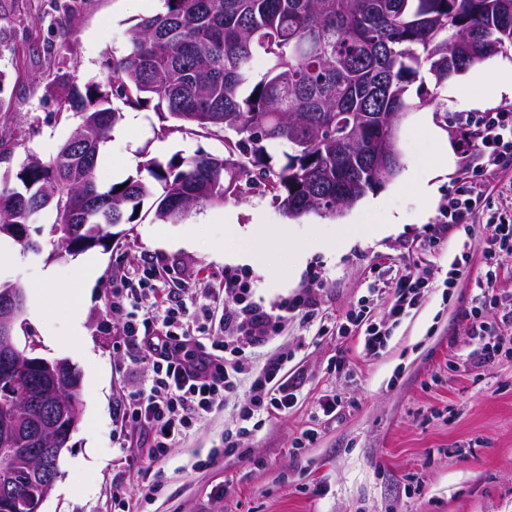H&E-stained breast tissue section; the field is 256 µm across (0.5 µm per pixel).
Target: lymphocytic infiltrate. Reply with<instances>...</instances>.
<instances>
[{"mask_svg":"<svg viewBox=\"0 0 512 512\" xmlns=\"http://www.w3.org/2000/svg\"><path fill=\"white\" fill-rule=\"evenodd\" d=\"M462 142L475 149L483 159V171H492L512 161V110L468 112L459 115ZM487 195L480 179L461 186L448 198L439 212L437 235L451 227L478 225L483 254L488 268L486 286L476 296L477 304L467 317L466 333L480 354V363L493 361L501 352L503 338L490 329L483 318L486 308H512V293L497 290V270L502 255L512 253V215H485ZM157 272L137 269L120 274L112 288L110 309L120 319L122 338L147 365V388L136 392L126 407L127 416L146 428L151 436L141 459L148 466L162 463L171 448L215 411L241 384H248L246 402L238 409L236 431L225 432L224 445L210 449L206 459L196 460V467L223 457L232 447L234 436L247 435V421L256 412L271 410L288 413L298 403L294 384L286 376L287 354H280L262 367H254L244 350L245 344L260 346L278 336L289 314L313 307L314 285H307L301 296L271 306L252 299L251 286L242 274L228 270L224 286L217 294L222 301L219 322H212L209 312L189 318L181 304L164 309L162 316L137 317L133 303L154 293ZM430 288L427 268L405 266L403 273L388 290V309L382 321L374 322L366 310L349 312L338 333L355 335L359 355L369 361L377 357L388 342L394 327L411 310L425 301Z\"/></svg>","mask_w":512,"mask_h":512,"instance_id":"f902f5d3","label":"lymphocytic infiltrate"}]
</instances>
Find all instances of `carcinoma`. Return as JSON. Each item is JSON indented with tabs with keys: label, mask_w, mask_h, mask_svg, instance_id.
Segmentation results:
<instances>
[{
	"label": "carcinoma",
	"mask_w": 512,
	"mask_h": 512,
	"mask_svg": "<svg viewBox=\"0 0 512 512\" xmlns=\"http://www.w3.org/2000/svg\"><path fill=\"white\" fill-rule=\"evenodd\" d=\"M512 45V0H165L141 19L127 48L112 55L105 81L73 86L59 110L81 137L47 161L31 156L0 188V224H28L50 208V255L101 244L114 224H130L152 200L154 218L182 220L200 204L244 192L272 195L288 216L334 215L400 172L397 138L412 107L411 83L427 70L448 78ZM267 60L255 77L252 62ZM123 106H154L207 132L232 130L227 155L149 158L136 175L101 186L100 149ZM283 148L273 163L270 149ZM80 399L81 373L62 361L52 374ZM55 394L33 389L0 426L24 423ZM50 448L68 447L63 425L46 430Z\"/></svg>",
	"instance_id": "1"
}]
</instances>
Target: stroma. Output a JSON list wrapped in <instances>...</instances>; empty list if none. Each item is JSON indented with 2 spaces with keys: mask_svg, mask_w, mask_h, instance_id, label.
<instances>
[{
  "mask_svg": "<svg viewBox=\"0 0 512 512\" xmlns=\"http://www.w3.org/2000/svg\"><path fill=\"white\" fill-rule=\"evenodd\" d=\"M163 0H0V70L10 81L0 104V141L12 153L0 162V181L15 174L27 156L46 160L73 133L75 118L59 111L64 84L104 80L113 53L122 52L130 30L145 16L164 11ZM439 107H418L400 123L398 148L403 166L391 181L368 192L340 215L312 213L289 219L270 197L228 198L194 209L177 223H160L150 206L135 221L110 229L104 244L57 259L26 254L23 266L2 281L29 282L54 273L56 294L48 302L28 299L24 315L40 345L37 356L66 358L82 375L81 422L61 462V476L42 512H112V489L124 486L137 512H512V351L471 367L473 344L464 331L465 313L475 304L484 276L483 244L464 227L451 228L428 247L431 227L449 194L461 186L464 160L452 125L456 115L512 109V96L488 77L460 74L438 89ZM168 113L145 108L122 118L135 162L165 161L207 153L223 155L224 132L162 135L173 125ZM444 147L445 156L423 152L421 134ZM432 175L438 189L422 199L409 193V175ZM377 213H370L369 200ZM390 214L405 224L388 235L360 239L337 249L343 224H378ZM259 225L275 237L263 267L242 264L255 301L263 305L292 299L318 280V308L291 316L280 336L252 349L256 364L288 354V373L299 387V402L288 414L258 412L238 451L213 465L194 469V455L218 447L235 425L246 389L227 398L202 426L171 449L161 465L147 468L132 454L146 444L143 431L123 422L125 406L148 379L132 362L112 330L108 304L112 278L154 263L167 278L138 313H154L166 302L171 280L189 282L181 301L190 312L205 304V291L218 287L228 264L214 257L247 248L232 233ZM469 241L463 276L443 289L457 245ZM94 259V275L83 264ZM424 262L434 284L426 302L394 328L377 359L360 360L337 328L358 301L371 304L381 320L385 292L405 261ZM84 297L82 333L71 325V302ZM336 396L335 418H315L312 404ZM314 432L311 448H295L296 438Z\"/></svg>",
  "mask_w": 512,
  "mask_h": 512,
  "instance_id": "obj_1",
  "label": "stroma"
}]
</instances>
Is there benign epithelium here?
<instances>
[{
	"instance_id": "1",
	"label": "benign epithelium",
	"mask_w": 512,
	"mask_h": 512,
	"mask_svg": "<svg viewBox=\"0 0 512 512\" xmlns=\"http://www.w3.org/2000/svg\"><path fill=\"white\" fill-rule=\"evenodd\" d=\"M25 310V299L15 288L0 289V369L11 366L13 354L18 346L14 324ZM14 436L26 437V448H4L0 453L8 458L25 457L28 467L24 470L14 468L0 472V494L9 497L11 486L25 480L37 487V492L27 499L11 500L14 512H41V507L50 495L59 476V469L52 459L60 458L63 449L46 448L42 439L41 425H16L11 429Z\"/></svg>"
}]
</instances>
